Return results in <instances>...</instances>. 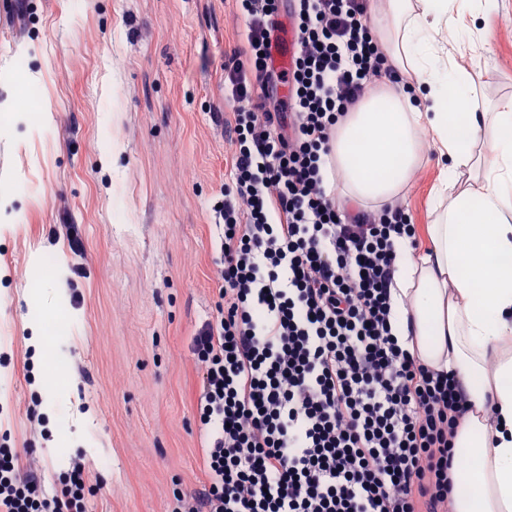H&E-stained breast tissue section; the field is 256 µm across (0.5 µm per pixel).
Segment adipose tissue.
<instances>
[{
    "mask_svg": "<svg viewBox=\"0 0 512 512\" xmlns=\"http://www.w3.org/2000/svg\"><path fill=\"white\" fill-rule=\"evenodd\" d=\"M390 2V58L416 78L424 101L381 84L338 126L330 165L342 199L383 204L421 164L423 137L437 145L445 164L430 247L422 256L398 249L395 328L468 393L454 454L469 471L455 480L456 512H512V97L480 113L471 107V75L447 50L468 0Z\"/></svg>",
    "mask_w": 512,
    "mask_h": 512,
    "instance_id": "ef3b65f1",
    "label": "adipose tissue"
}]
</instances>
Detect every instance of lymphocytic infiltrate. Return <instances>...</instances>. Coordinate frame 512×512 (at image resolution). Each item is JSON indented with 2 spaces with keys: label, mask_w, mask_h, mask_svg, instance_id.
I'll return each instance as SVG.
<instances>
[{
  "label": "lymphocytic infiltrate",
  "mask_w": 512,
  "mask_h": 512,
  "mask_svg": "<svg viewBox=\"0 0 512 512\" xmlns=\"http://www.w3.org/2000/svg\"><path fill=\"white\" fill-rule=\"evenodd\" d=\"M234 2L247 49L224 64L223 304L193 344L206 480L179 512H453L468 395L394 332L397 246L418 249L417 228L398 201L346 215L324 179L346 112L410 83L366 0ZM73 474L46 491L0 448V512H87Z\"/></svg>",
  "instance_id": "f902f5d3"
}]
</instances>
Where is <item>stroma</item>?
<instances>
[{"instance_id":"obj_1","label":"stroma","mask_w":512,"mask_h":512,"mask_svg":"<svg viewBox=\"0 0 512 512\" xmlns=\"http://www.w3.org/2000/svg\"><path fill=\"white\" fill-rule=\"evenodd\" d=\"M233 0H0V448L89 512H176L205 478L192 340L216 314ZM450 50L512 96V0ZM441 157L400 194L420 240ZM74 225V255L54 225Z\"/></svg>"}]
</instances>
